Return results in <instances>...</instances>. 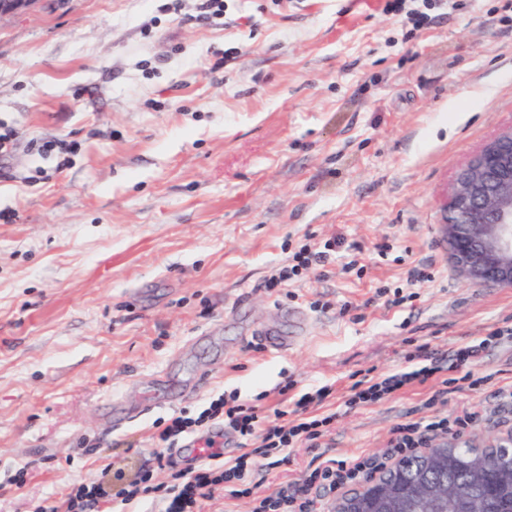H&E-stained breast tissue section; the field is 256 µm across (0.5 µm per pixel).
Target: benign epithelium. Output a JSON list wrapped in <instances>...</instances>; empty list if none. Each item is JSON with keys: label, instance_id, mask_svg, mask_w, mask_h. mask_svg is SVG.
Instances as JSON below:
<instances>
[{"label": "benign epithelium", "instance_id": "benign-epithelium-1", "mask_svg": "<svg viewBox=\"0 0 512 512\" xmlns=\"http://www.w3.org/2000/svg\"><path fill=\"white\" fill-rule=\"evenodd\" d=\"M40 0H0V22ZM449 258L472 282L512 287V127L481 145L448 183Z\"/></svg>", "mask_w": 512, "mask_h": 512}]
</instances>
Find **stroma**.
I'll return each mask as SVG.
<instances>
[{
    "instance_id": "35a3bbf8",
    "label": "stroma",
    "mask_w": 512,
    "mask_h": 512,
    "mask_svg": "<svg viewBox=\"0 0 512 512\" xmlns=\"http://www.w3.org/2000/svg\"><path fill=\"white\" fill-rule=\"evenodd\" d=\"M41 0L0 23V126L18 149L0 169V512L57 505L74 483L155 449L153 425L238 392L274 406L285 382L335 384L336 420L315 456L382 450L395 423L448 415L438 384L345 407L354 373L402 365L407 341L447 356L512 319V288L473 283L434 233L441 185L512 126V24L504 0H435L407 34L387 0ZM227 47L239 55L211 71ZM76 142L69 161L38 155ZM344 246L292 296L261 286L305 236ZM387 253H379L384 241ZM367 270L345 274L348 246ZM432 281L400 308L378 289ZM209 316H202V309ZM271 327L292 346L253 345ZM203 375L187 399L133 421L110 401L164 372ZM491 381L467 441L512 432V347L477 366Z\"/></svg>"
}]
</instances>
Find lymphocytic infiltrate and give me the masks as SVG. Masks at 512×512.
Wrapping results in <instances>:
<instances>
[{
  "instance_id": "1",
  "label": "lymphocytic infiltrate",
  "mask_w": 512,
  "mask_h": 512,
  "mask_svg": "<svg viewBox=\"0 0 512 512\" xmlns=\"http://www.w3.org/2000/svg\"><path fill=\"white\" fill-rule=\"evenodd\" d=\"M335 243L316 247L303 244L282 261L272 265L265 278L268 294L276 295L283 288L300 281L304 271L329 262ZM512 342V324L497 327L486 336L459 343L449 357L433 356L427 345L418 344L407 351L404 366L380 372H360L349 387L348 407H367L391 398L400 391L437 380L459 393L476 394L487 380L475 375L474 368L491 344ZM334 393L332 385L324 384L311 391L289 396L280 388V398L273 410L240 399L238 394L218 397L198 415L181 412L157 424L154 437L157 449L141 466L133 479L114 472L111 490L100 483L79 484L58 506H36L34 512H95L105 498L121 504L151 502L159 512H209L213 502L253 497V512H325L327 494L358 484L367 476L386 469L394 458H406L426 447L430 433L460 435L474 428L481 420L478 405L469 404L453 416L396 423L383 453L358 454L344 459H326L310 465L300 479L272 491L261 490L255 475L264 465H291L301 448L320 447L336 419L327 401ZM223 424L225 432L237 436L242 445L238 456L218 460L187 470H172L170 450L175 440L192 434L196 427ZM169 470L170 479L154 483L158 470Z\"/></svg>"
}]
</instances>
